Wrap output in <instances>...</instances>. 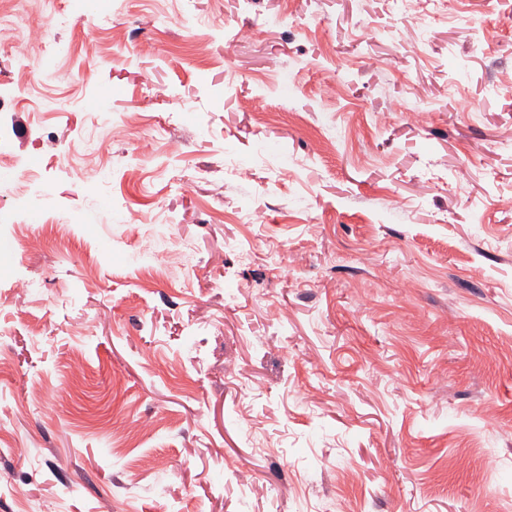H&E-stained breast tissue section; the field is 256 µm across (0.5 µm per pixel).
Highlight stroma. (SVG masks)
<instances>
[{"instance_id": "35a3bbf8", "label": "stroma", "mask_w": 512, "mask_h": 512, "mask_svg": "<svg viewBox=\"0 0 512 512\" xmlns=\"http://www.w3.org/2000/svg\"><path fill=\"white\" fill-rule=\"evenodd\" d=\"M38 27L62 113L12 101L33 70L0 50V133L42 161L0 231V512L512 503V0H46Z\"/></svg>"}]
</instances>
